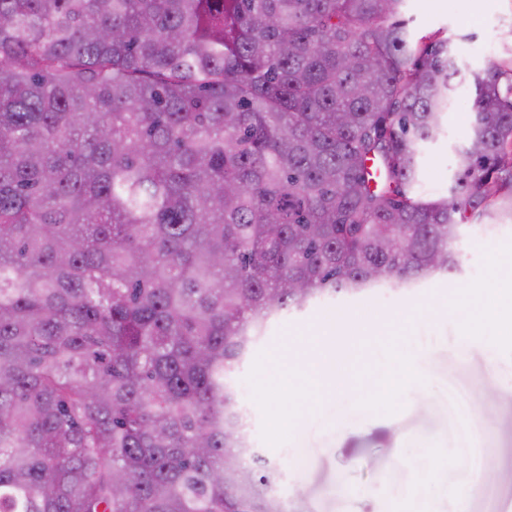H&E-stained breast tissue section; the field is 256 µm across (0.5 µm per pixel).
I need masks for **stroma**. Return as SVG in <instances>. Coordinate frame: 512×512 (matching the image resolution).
I'll return each mask as SVG.
<instances>
[{
	"label": "stroma",
	"instance_id": "1",
	"mask_svg": "<svg viewBox=\"0 0 512 512\" xmlns=\"http://www.w3.org/2000/svg\"><path fill=\"white\" fill-rule=\"evenodd\" d=\"M400 17L414 38L441 33L456 58L457 73L443 115V131L422 154L419 190L452 194L458 150L470 137L469 101L474 77L512 55V0H403ZM459 268L396 292L317 299L269 324L253 353H276L314 327L344 318L353 325L394 319L399 347L416 359L427 387L404 390L392 415L359 408L351 394L306 406L287 443L265 453L280 473L288 512H384L385 499L415 512H512L511 329L481 316L470 294L494 287L492 266L512 250V221L462 226L454 242ZM462 308L444 309L449 299ZM326 349L359 356L360 384L379 385L386 371L383 346L352 338L329 340ZM467 400L480 424L484 473L471 475L456 459L465 439L454 425L449 392ZM468 494L453 503L450 491Z\"/></svg>",
	"mask_w": 512,
	"mask_h": 512
}]
</instances>
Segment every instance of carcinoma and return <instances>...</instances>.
<instances>
[{
    "label": "carcinoma",
    "mask_w": 512,
    "mask_h": 512,
    "mask_svg": "<svg viewBox=\"0 0 512 512\" xmlns=\"http://www.w3.org/2000/svg\"><path fill=\"white\" fill-rule=\"evenodd\" d=\"M403 0H0V512H287L231 384L270 321L512 220V61L452 198Z\"/></svg>",
    "instance_id": "obj_1"
}]
</instances>
